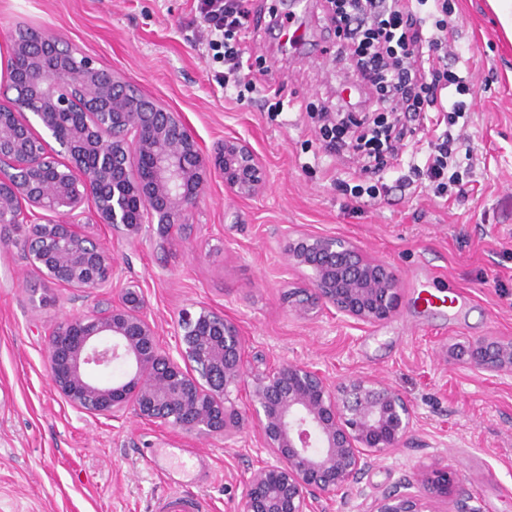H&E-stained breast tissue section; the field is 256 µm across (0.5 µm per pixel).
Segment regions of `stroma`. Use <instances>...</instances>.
Segmentation results:
<instances>
[{
	"instance_id": "35a3bbf8",
	"label": "stroma",
	"mask_w": 512,
	"mask_h": 512,
	"mask_svg": "<svg viewBox=\"0 0 512 512\" xmlns=\"http://www.w3.org/2000/svg\"><path fill=\"white\" fill-rule=\"evenodd\" d=\"M457 41L473 54L470 132L479 161L464 200L393 192L375 204L345 194L355 165L326 157L306 117L336 85V40L309 0L298 21L303 49L270 33L288 0H253L260 18L246 39L251 73L291 103L272 115L255 99L236 102L192 41L193 0H0V43L18 26L43 28L121 75L143 96L180 113L203 153L244 140L265 173L259 192L231 194L212 171L191 223L145 225L133 238L80 220L112 254L119 273L104 297L136 285L148 300L162 348L176 344L182 309L204 305L234 319L249 358L309 364L338 382L383 381L415 412L413 437L383 455L362 484L379 495L424 466L457 470L441 512H512V374L458 361L461 343L512 339V43L488 0H456ZM25 225H0V512H151L166 490L186 486L208 512H240L241 490L269 461L254 428L232 440L201 439L127 416L95 418L67 405L47 373L44 339L63 316L86 310L84 293L45 279L25 258ZM336 236L391 266L399 301L390 318L359 327L288 300L310 285L288 244ZM459 293L443 315L414 304L412 285ZM196 449L197 461L181 449Z\"/></svg>"
}]
</instances>
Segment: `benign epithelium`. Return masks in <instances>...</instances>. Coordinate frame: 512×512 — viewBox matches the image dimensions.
Returning a JSON list of instances; mask_svg holds the SVG:
<instances>
[{"label":"benign epithelium","instance_id":"7a95c632","mask_svg":"<svg viewBox=\"0 0 512 512\" xmlns=\"http://www.w3.org/2000/svg\"><path fill=\"white\" fill-rule=\"evenodd\" d=\"M27 70L17 76L18 64ZM33 114L58 145L36 132ZM228 190L251 197L264 172L251 148L227 138L203 154L179 113L140 96L122 77L79 55L48 30L33 40L13 37L0 65V224L28 226L26 259L54 283L94 297L48 332V374L62 399L82 413L140 420L202 438L255 428L273 462L254 470L241 494L242 512H441L457 472L431 467L373 497L363 476L387 450L403 447L414 413L391 386L351 377L338 384L307 365L283 361L263 370L248 359L238 324L224 312L183 309L176 353L158 344L148 301L130 285L112 303L100 291L116 267L76 222L92 205L100 223L125 237L146 224L188 222L211 169ZM297 267L313 271L311 287L296 291V312L327 310L369 325L398 304L390 266L364 256L348 240L302 236L291 243ZM457 357L483 371L512 374V339H482ZM132 364L131 377L103 385L87 369ZM250 384L245 408L232 398Z\"/></svg>","mask_w":512,"mask_h":512}]
</instances>
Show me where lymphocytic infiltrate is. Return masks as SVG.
<instances>
[{
    "mask_svg": "<svg viewBox=\"0 0 512 512\" xmlns=\"http://www.w3.org/2000/svg\"><path fill=\"white\" fill-rule=\"evenodd\" d=\"M196 27L217 78L237 100L262 89L244 74L249 0H194ZM342 61L340 86L356 98H325L314 116L323 152L355 160L367 183L353 197L377 199L414 188L463 196L462 162H474L467 130L475 85L471 51L452 39L451 0H325ZM394 182H386V174Z\"/></svg>",
    "mask_w": 512,
    "mask_h": 512,
    "instance_id": "obj_1",
    "label": "lymphocytic infiltrate"
}]
</instances>
